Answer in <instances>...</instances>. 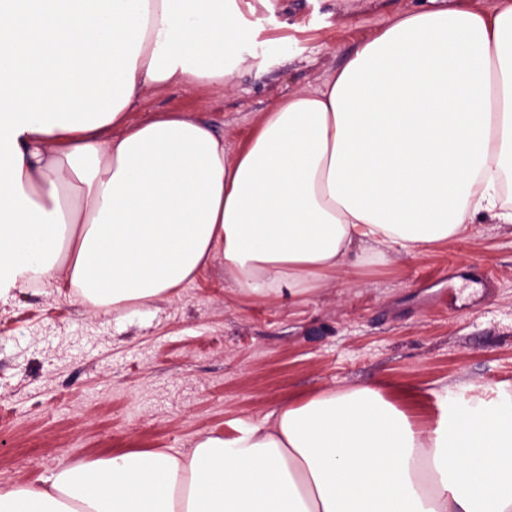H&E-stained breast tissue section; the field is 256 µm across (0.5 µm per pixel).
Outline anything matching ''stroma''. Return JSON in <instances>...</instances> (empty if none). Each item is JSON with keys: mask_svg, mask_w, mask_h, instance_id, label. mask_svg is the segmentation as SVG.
<instances>
[{"mask_svg": "<svg viewBox=\"0 0 512 512\" xmlns=\"http://www.w3.org/2000/svg\"><path fill=\"white\" fill-rule=\"evenodd\" d=\"M250 3L232 87L150 93L139 119L187 112L236 150L263 112L314 92L421 0ZM379 384L424 392L414 412L429 425L446 400L512 393V224L475 222L297 302L244 300L219 265L120 320L64 290H13L0 300V484L35 487L117 453L186 454L282 405Z\"/></svg>", "mask_w": 512, "mask_h": 512, "instance_id": "obj_1", "label": "stroma"}]
</instances>
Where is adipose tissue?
Segmentation results:
<instances>
[{
	"label": "adipose tissue",
	"instance_id": "1",
	"mask_svg": "<svg viewBox=\"0 0 512 512\" xmlns=\"http://www.w3.org/2000/svg\"><path fill=\"white\" fill-rule=\"evenodd\" d=\"M245 0H0V298L39 279L122 318L221 265L249 300L512 224V0L397 15L235 152L155 90L226 86ZM0 512H512V397L422 426L379 386L188 454L0 488Z\"/></svg>",
	"mask_w": 512,
	"mask_h": 512
}]
</instances>
